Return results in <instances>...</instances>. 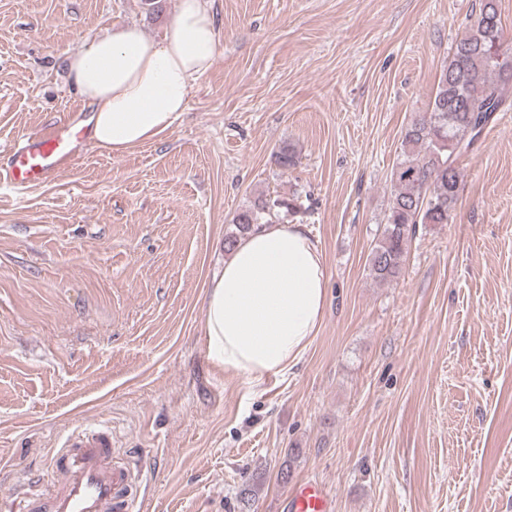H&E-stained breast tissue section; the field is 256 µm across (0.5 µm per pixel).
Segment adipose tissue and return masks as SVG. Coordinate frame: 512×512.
Segmentation results:
<instances>
[{"label": "adipose tissue", "mask_w": 512, "mask_h": 512, "mask_svg": "<svg viewBox=\"0 0 512 512\" xmlns=\"http://www.w3.org/2000/svg\"><path fill=\"white\" fill-rule=\"evenodd\" d=\"M218 40L206 0H179L160 38L129 24L70 54L96 144L120 156L168 133L213 66ZM327 291L324 252L305 225L279 221L248 233L205 291L211 360L257 382L287 373L319 330Z\"/></svg>", "instance_id": "obj_1"}]
</instances>
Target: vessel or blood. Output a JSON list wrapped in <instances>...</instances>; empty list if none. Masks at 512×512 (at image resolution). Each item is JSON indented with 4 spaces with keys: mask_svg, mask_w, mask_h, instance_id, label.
I'll return each mask as SVG.
<instances>
[{
    "mask_svg": "<svg viewBox=\"0 0 512 512\" xmlns=\"http://www.w3.org/2000/svg\"><path fill=\"white\" fill-rule=\"evenodd\" d=\"M83 128L63 124L48 132L19 137L8 149L0 183L24 188L51 180L81 156ZM58 481L23 505L1 503L0 512H144L130 489V472L112 462V432L105 427L73 431L56 452ZM286 512H333V501L316 482H303L286 498Z\"/></svg>",
    "mask_w": 512,
    "mask_h": 512,
    "instance_id": "obj_1",
    "label": "vessel or blood"
}]
</instances>
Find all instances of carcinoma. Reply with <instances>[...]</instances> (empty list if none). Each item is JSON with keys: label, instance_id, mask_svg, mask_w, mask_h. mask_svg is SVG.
Listing matches in <instances>:
<instances>
[{"label": "carcinoma", "instance_id": "cac0c4a2", "mask_svg": "<svg viewBox=\"0 0 512 512\" xmlns=\"http://www.w3.org/2000/svg\"><path fill=\"white\" fill-rule=\"evenodd\" d=\"M508 84L512 52L504 48L499 0H479L475 21L451 47L427 112L402 132L383 230L369 256L374 280H398L419 227L448 223L459 195V161L474 151L483 130L505 109ZM300 211L295 196L256 199L235 215L225 251L254 228Z\"/></svg>", "mask_w": 512, "mask_h": 512}]
</instances>
